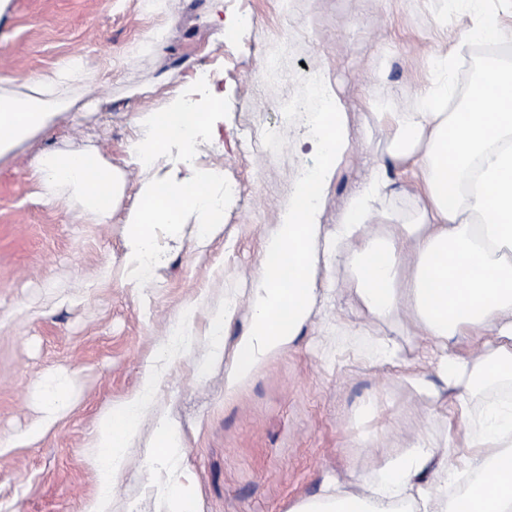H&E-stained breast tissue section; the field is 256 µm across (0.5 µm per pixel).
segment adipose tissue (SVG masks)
Masks as SVG:
<instances>
[{"label": "adipose tissue", "instance_id": "adipose-tissue-1", "mask_svg": "<svg viewBox=\"0 0 512 512\" xmlns=\"http://www.w3.org/2000/svg\"><path fill=\"white\" fill-rule=\"evenodd\" d=\"M448 7L476 18L471 40L496 43L512 36L486 13L485 0H448ZM456 63L455 53L436 52L416 109L387 113V161L371 166L328 234L318 222L319 202L353 138L343 103L326 90L328 107L318 118L323 162L297 182L267 239L249 291V329L227 344L236 302L229 296L214 301L201 363L223 364L224 393H235L257 367L298 340L312 312L319 260L346 256L360 309L378 321L410 312L436 346L435 379L416 372L408 382L431 405L442 390H455V412L470 453L455 464L447 446L420 432L399 451L382 454L370 473L331 481L319 493L298 498L289 512H512V65L484 67L472 85L471 105L452 112L449 76ZM35 91L26 100L0 94V155L44 125L49 90L39 85ZM214 111L213 102L203 101L191 122L181 119L176 104L148 113L142 136L129 147L132 159L154 167L172 145L192 149ZM409 159L426 187L424 201L396 216L393 232L369 233L371 219L393 195L388 165ZM31 168L45 203L66 191L95 223H111L125 180L96 152H45ZM222 184V177L201 170L189 183L163 176L140 186L138 203L124 221V260L140 286L150 282L145 255L154 225L178 230L191 211L202 237L221 231L214 213L224 204ZM404 270L409 276L403 282ZM194 316V307L182 310L181 334L159 341L135 390L101 418L93 439L97 490L83 512H112L127 450L148 419L154 424L151 462L139 471L140 480L154 488L164 512H200L182 432L156 408L168 366L191 346ZM472 330L489 331L490 337L468 355L455 353L457 341ZM38 390V426L69 411L68 380L48 375ZM477 390L493 395L478 410L470 401Z\"/></svg>", "mask_w": 512, "mask_h": 512}]
</instances>
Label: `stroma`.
Returning <instances> with one entry per match:
<instances>
[{
	"label": "stroma",
	"instance_id": "stroma-1",
	"mask_svg": "<svg viewBox=\"0 0 512 512\" xmlns=\"http://www.w3.org/2000/svg\"><path fill=\"white\" fill-rule=\"evenodd\" d=\"M474 23L446 18L442 0H0L1 88L23 97L31 79L51 80L82 62L50 98L45 125L0 155V512H81L96 492L90 454L103 409L135 389L184 307L194 306L190 332L204 338L213 298L230 291L237 313L226 334L247 331L265 242L298 169L322 163L307 121L283 112L308 77L322 73L354 135L319 214L328 230L386 148V113L414 109L435 50L460 54L452 112L469 101L478 64L512 62V43L467 39ZM271 55L280 69L266 80ZM206 78L221 108L192 152L169 148L166 170L183 180L214 169L238 191L225 197L224 228L206 246L195 243L194 216L176 235L155 225L153 277L140 288L123 263V219L151 173L128 148L146 113L197 93ZM246 133L267 140L266 150L247 151ZM50 149H93L123 173L111 223H94L65 193L43 203L31 161ZM316 286L329 299L316 301L297 343L233 398L224 396L223 366L199 373L200 346L170 364L157 406L186 437L201 512H287L325 480L370 471L377 449L400 447L421 430L440 441L455 435L457 418L429 409L406 382L430 355L410 317L370 319L341 260L318 265ZM329 327L338 336L331 349L323 342ZM374 336L401 343V360L374 362ZM49 372L72 378L74 404L33 436L34 388ZM367 402L373 412L361 413ZM152 438L144 422L112 512H159L138 477Z\"/></svg>",
	"mask_w": 512,
	"mask_h": 512
}]
</instances>
